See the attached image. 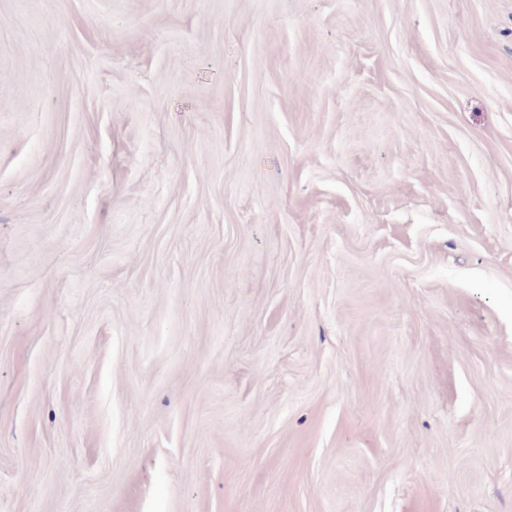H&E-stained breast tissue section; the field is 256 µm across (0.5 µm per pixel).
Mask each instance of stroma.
<instances>
[{
	"label": "stroma",
	"instance_id": "35a3bbf8",
	"mask_svg": "<svg viewBox=\"0 0 512 512\" xmlns=\"http://www.w3.org/2000/svg\"><path fill=\"white\" fill-rule=\"evenodd\" d=\"M0 512H512V0H0Z\"/></svg>",
	"mask_w": 512,
	"mask_h": 512
}]
</instances>
